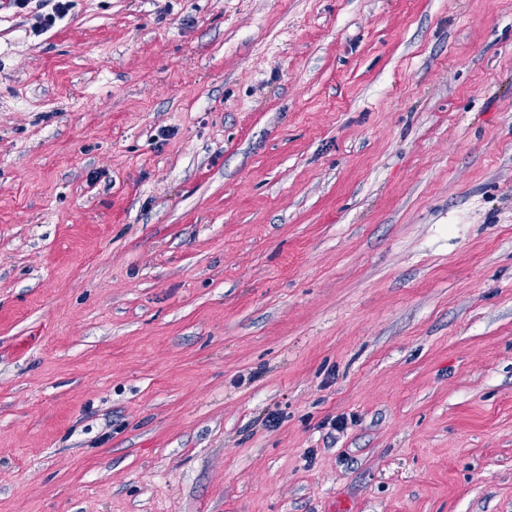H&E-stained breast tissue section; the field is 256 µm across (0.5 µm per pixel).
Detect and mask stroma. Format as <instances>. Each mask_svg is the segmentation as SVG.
Listing matches in <instances>:
<instances>
[{
    "label": "stroma",
    "mask_w": 512,
    "mask_h": 512,
    "mask_svg": "<svg viewBox=\"0 0 512 512\" xmlns=\"http://www.w3.org/2000/svg\"><path fill=\"white\" fill-rule=\"evenodd\" d=\"M0 512H512V0H0Z\"/></svg>",
    "instance_id": "stroma-1"
}]
</instances>
